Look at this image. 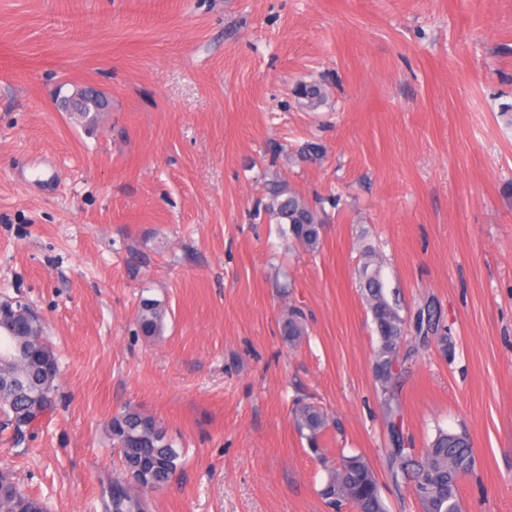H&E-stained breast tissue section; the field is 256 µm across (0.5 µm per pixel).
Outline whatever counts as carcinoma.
Instances as JSON below:
<instances>
[{
	"mask_svg": "<svg viewBox=\"0 0 512 512\" xmlns=\"http://www.w3.org/2000/svg\"><path fill=\"white\" fill-rule=\"evenodd\" d=\"M267 209L278 224L288 225V234L307 251L321 245L322 224L316 210L297 191L288 186L272 189ZM365 260L357 269V282L362 300L370 314L378 345L373 370L383 396L384 411L389 420L393 448L388 450V466L394 481L413 483L421 512H463L459 485L461 478L474 471L476 456L468 435L439 429L427 448L418 453L405 446L401 431V405L396 393L399 376L400 346L404 336L413 330L419 336L437 338L448 349V338L442 335L441 314L432 303L421 307L413 319L401 315L394 294L386 292L381 268L375 252L363 249ZM166 308L153 298L140 300L136 324L148 338L162 335ZM281 334L290 344L299 342L305 329L299 313L290 310L281 321ZM57 357L48 344L44 325L39 322L26 336H15L10 351L0 355V373L22 377L28 390H0V423L13 435L27 432L56 406L58 375L49 374L48 366ZM299 432L306 437L311 451L317 453L318 440L329 427L324 410L311 403L299 402L293 408ZM163 423L133 405H126L109 422L114 448L119 454L121 472L102 488L104 512H148V503L140 489L127 482L128 473L148 460L152 468L142 474L143 482L163 487L183 464L184 451L175 442L158 436ZM4 487L0 488V512H47L44 502L21 492L13 474L0 471ZM321 497L333 509L349 504L354 512H387L380 486L370 463L361 455L345 456L327 469Z\"/></svg>",
	"mask_w": 512,
	"mask_h": 512,
	"instance_id": "carcinoma-1",
	"label": "carcinoma"
}]
</instances>
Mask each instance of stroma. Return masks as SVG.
Masks as SVG:
<instances>
[{
    "label": "stroma",
    "mask_w": 512,
    "mask_h": 512,
    "mask_svg": "<svg viewBox=\"0 0 512 512\" xmlns=\"http://www.w3.org/2000/svg\"><path fill=\"white\" fill-rule=\"evenodd\" d=\"M83 87L106 101L90 128L61 104ZM509 112L512 0H0V299L41 315L59 364L56 410L23 444L0 431V469L48 512H101L108 422L133 404L187 453L150 512H330L343 454L420 512L388 470L368 245L402 315L433 303L451 343L404 337V437L466 431L464 512H512ZM275 181L318 211V251L269 217ZM298 398L330 417L324 459ZM166 313V308L161 301L142 298L136 314L139 331L148 338L161 336L165 327ZM281 334L289 344H296L305 334V329L299 313L295 310H288V313L281 321Z\"/></svg>",
    "instance_id": "stroma-1"
}]
</instances>
